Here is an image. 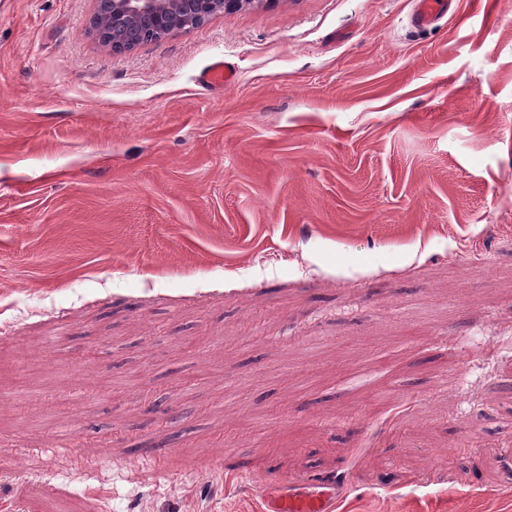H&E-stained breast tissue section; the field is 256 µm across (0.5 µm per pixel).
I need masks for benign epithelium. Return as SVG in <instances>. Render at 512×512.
<instances>
[{"instance_id":"1","label":"benign epithelium","mask_w":512,"mask_h":512,"mask_svg":"<svg viewBox=\"0 0 512 512\" xmlns=\"http://www.w3.org/2000/svg\"><path fill=\"white\" fill-rule=\"evenodd\" d=\"M274 0H200L199 7L213 16L235 10L244 5L271 4ZM194 0H95V11L90 28L97 39L103 38V31L97 24V17L107 14L129 23L152 22L159 29L157 41H162L176 31L197 25L195 21H185V12Z\"/></svg>"}]
</instances>
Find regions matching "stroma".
<instances>
[{"label":"stroma","mask_w":512,"mask_h":512,"mask_svg":"<svg viewBox=\"0 0 512 512\" xmlns=\"http://www.w3.org/2000/svg\"><path fill=\"white\" fill-rule=\"evenodd\" d=\"M418 2L0 0V512H512V0ZM275 0H95V11L90 21V28L98 41L104 34L97 24V16L104 17L106 14L112 18L126 20L129 23L153 22L159 29L158 38L160 42L176 31L187 29L197 25L198 21L182 20V13L191 4L197 3L201 9L211 11L208 17L221 14L224 11L238 9L244 5L271 4ZM299 486L292 492L289 488ZM336 480L297 481L288 494L266 500L268 512H332L337 498Z\"/></svg>","instance_id":"obj_1"}]
</instances>
